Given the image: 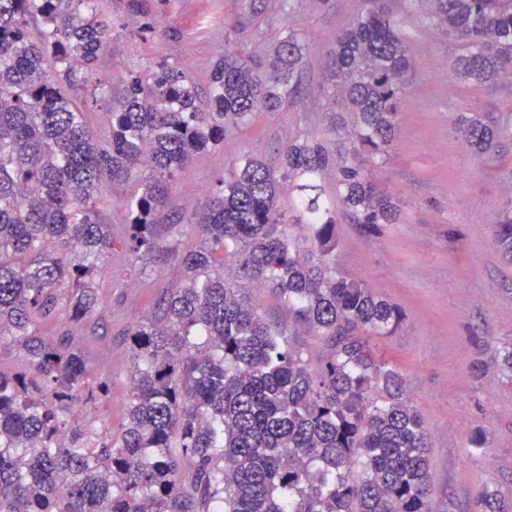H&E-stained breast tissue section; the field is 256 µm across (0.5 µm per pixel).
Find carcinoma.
Wrapping results in <instances>:
<instances>
[{
  "instance_id": "carcinoma-1",
  "label": "carcinoma",
  "mask_w": 512,
  "mask_h": 512,
  "mask_svg": "<svg viewBox=\"0 0 512 512\" xmlns=\"http://www.w3.org/2000/svg\"><path fill=\"white\" fill-rule=\"evenodd\" d=\"M368 2L326 64L354 117L352 147L335 155L311 138L275 166L242 159L189 214L198 241L181 248V225L155 221L175 179L198 151L295 93L302 42L280 39L266 65L224 49L206 110L175 67L133 73L100 136L75 98L110 37L102 0H0V340L29 364L0 372V512H432L424 419L370 345L403 314L336 269V212L318 184L333 166L355 223H397L364 162L394 137L411 52L386 0ZM415 4L459 48L455 78L512 74V0ZM456 130L478 152L501 134L479 110ZM143 168L151 177L117 237L100 220L103 183ZM495 236L512 255L509 205ZM117 245L170 260L179 279L126 329V416L97 433L78 411L109 386L73 339L100 305L95 279ZM239 278L268 288L288 324L245 300ZM46 321L58 323L51 337ZM473 512L512 504L483 489Z\"/></svg>"
}]
</instances>
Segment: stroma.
Here are the masks:
<instances>
[{
  "mask_svg": "<svg viewBox=\"0 0 512 512\" xmlns=\"http://www.w3.org/2000/svg\"><path fill=\"white\" fill-rule=\"evenodd\" d=\"M400 19L413 64L412 85L383 158L369 165L377 187L400 209L397 223L368 232L339 212L334 261L348 277L398 306L403 319L390 336L371 341L394 365L405 395L428 433L432 512H470L484 486L512 497V375L499 363L512 348V257L495 241L499 212L512 203V79L477 85L454 79L459 49L425 20L413 0H388ZM366 0H104L112 31L79 105L104 129L128 73L151 74L159 63L185 72L207 101L214 62L225 48L268 59L276 43L296 35L304 62L294 97L255 125L228 132L223 143L196 154L178 176L162 224L200 203L243 158L272 162L304 137L336 148L333 114L343 104L325 76L337 32ZM155 22L152 31L145 22ZM481 108L506 129L491 151L475 153L458 134L457 113ZM149 170L105 187L101 219L120 231L125 203ZM97 279L100 306L92 336L74 344L111 394L88 406L95 428L119 427L126 413L132 350L126 329L150 312L173 264L116 250ZM483 429L481 450L468 446Z\"/></svg>",
  "mask_w": 512,
  "mask_h": 512,
  "instance_id": "stroma-1",
  "label": "stroma"
}]
</instances>
